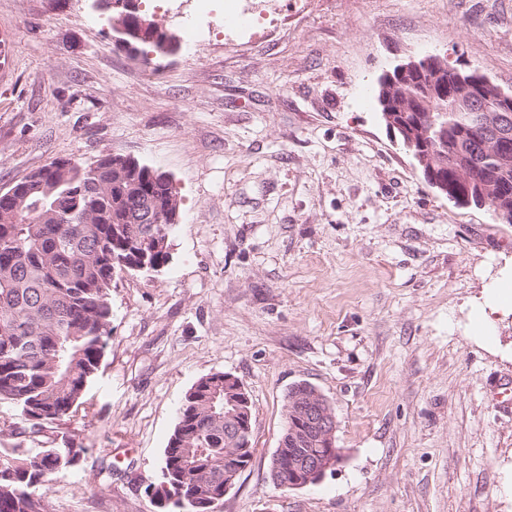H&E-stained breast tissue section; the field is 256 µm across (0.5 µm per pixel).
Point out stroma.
<instances>
[{"instance_id":"stroma-1","label":"stroma","mask_w":512,"mask_h":512,"mask_svg":"<svg viewBox=\"0 0 512 512\" xmlns=\"http://www.w3.org/2000/svg\"><path fill=\"white\" fill-rule=\"evenodd\" d=\"M179 40L145 66L92 0H0V190L64 157L170 176L172 259L112 284V336L50 512H156L144 493L187 391L225 372L253 403L250 466L215 512H512V316L471 338L512 277V224L424 180L373 87L438 54L512 91V0H142ZM208 41L190 47L198 24ZM331 404L343 461L301 489L269 461L286 396ZM111 466L104 474L103 466ZM512 281H503L489 288L476 308L471 335L488 346L496 341L492 315L512 314Z\"/></svg>"}]
</instances>
